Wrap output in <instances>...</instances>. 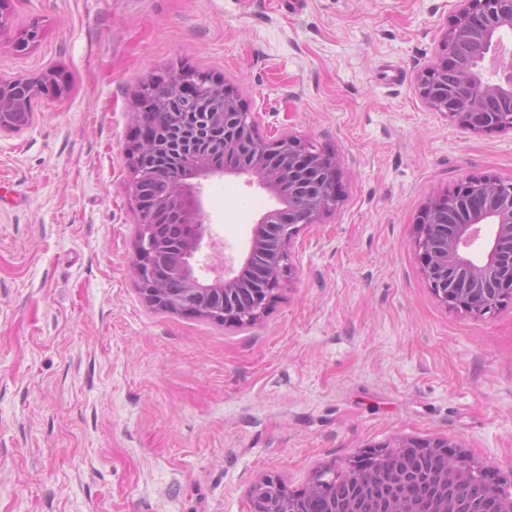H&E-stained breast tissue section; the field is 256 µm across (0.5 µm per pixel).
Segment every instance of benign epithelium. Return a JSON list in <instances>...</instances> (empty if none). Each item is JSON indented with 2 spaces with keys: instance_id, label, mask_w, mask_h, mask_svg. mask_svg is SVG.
Segmentation results:
<instances>
[{
  "instance_id": "benign-epithelium-1",
  "label": "benign epithelium",
  "mask_w": 512,
  "mask_h": 512,
  "mask_svg": "<svg viewBox=\"0 0 512 512\" xmlns=\"http://www.w3.org/2000/svg\"><path fill=\"white\" fill-rule=\"evenodd\" d=\"M512 0H459L457 15L435 59L418 75L419 93L435 110L473 133L512 131ZM483 56L466 69L462 54L473 44ZM53 76L0 80V112H13L15 130L28 121L27 99L56 93ZM141 110L134 117L155 112V133L139 135V149L130 158L138 174L139 234L135 244L136 271L146 300L156 307L174 306L181 312L224 314V325L255 322L267 309L282 278L289 271V247L300 228L316 224L336 202V161L284 132L264 136L254 113L247 111L237 92L210 74L188 70L164 81L148 80L139 94ZM198 102L194 130L172 122L183 99ZM220 138L225 167L213 166L207 144ZM226 174L245 175L247 183L267 189L275 208L259 220L239 267L224 264L208 281L196 274L195 257L210 236L201 199V181ZM166 183L151 192V176ZM180 212L187 223V239L171 246L158 244L159 228L167 214ZM418 248L423 273L446 304L484 315L512 297V181L472 178L453 193L430 203L423 214ZM171 278L183 284L172 297L159 283ZM388 464L373 469L372 453L356 462L353 480L324 501V512H512V499L491 481L486 470L479 479L486 486L462 499L455 487L469 479L476 466L448 451L436 440L417 448L385 453ZM270 480L253 486V512H266ZM311 490L279 492L281 512H310Z\"/></svg>"
}]
</instances>
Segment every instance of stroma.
I'll return each instance as SVG.
<instances>
[{
  "label": "stroma",
  "mask_w": 512,
  "mask_h": 512,
  "mask_svg": "<svg viewBox=\"0 0 512 512\" xmlns=\"http://www.w3.org/2000/svg\"><path fill=\"white\" fill-rule=\"evenodd\" d=\"M457 0H7L0 77L58 94L0 131V512H252L266 477L429 440L512 484V299L445 305L415 245L466 179L512 180V132L475 134L416 87ZM38 24L40 41L23 47ZM183 66L260 131L333 156L339 200L300 229L252 325L166 312L135 274L127 155L138 89ZM214 251L276 201L204 181Z\"/></svg>",
  "instance_id": "stroma-1"
}]
</instances>
